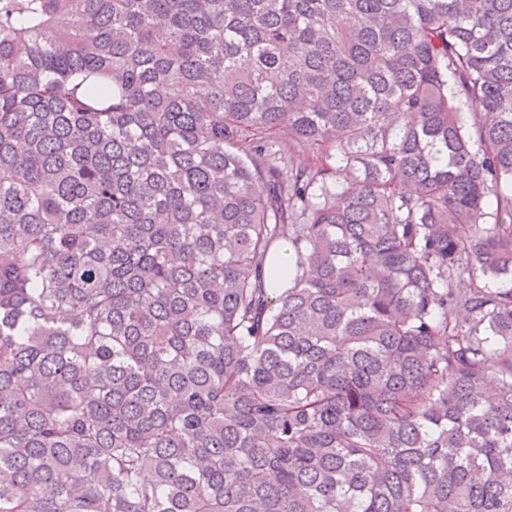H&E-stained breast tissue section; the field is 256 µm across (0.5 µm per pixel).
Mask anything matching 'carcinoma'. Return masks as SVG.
<instances>
[{
    "label": "carcinoma",
    "instance_id": "cac0c4a2",
    "mask_svg": "<svg viewBox=\"0 0 512 512\" xmlns=\"http://www.w3.org/2000/svg\"><path fill=\"white\" fill-rule=\"evenodd\" d=\"M490 280L512 0H0V512H512Z\"/></svg>",
    "mask_w": 512,
    "mask_h": 512
}]
</instances>
